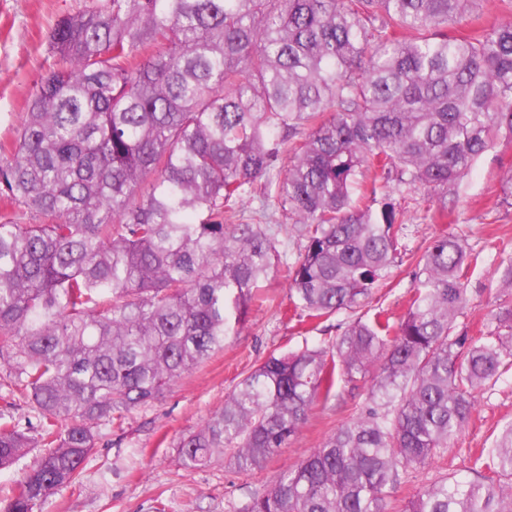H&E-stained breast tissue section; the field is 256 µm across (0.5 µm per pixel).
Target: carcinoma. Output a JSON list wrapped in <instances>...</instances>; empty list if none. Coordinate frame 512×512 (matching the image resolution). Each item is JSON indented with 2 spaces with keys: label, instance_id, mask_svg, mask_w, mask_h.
Wrapping results in <instances>:
<instances>
[{
  "label": "carcinoma",
  "instance_id": "obj_1",
  "mask_svg": "<svg viewBox=\"0 0 512 512\" xmlns=\"http://www.w3.org/2000/svg\"><path fill=\"white\" fill-rule=\"evenodd\" d=\"M58 21L13 149L0 155V469L43 447L4 512L80 482L98 427L153 403L238 334L299 225V322L370 303L399 259L373 173L448 209L495 140L512 141V21L454 28L478 0H87ZM277 201L268 212V199ZM266 224H226L253 200ZM479 255L451 231L417 262L405 315L358 316L270 354L177 444L186 467L263 468L341 381L368 404L244 512H389L440 458L476 394L512 375V261L498 310L455 332ZM403 512H512V423Z\"/></svg>",
  "mask_w": 512,
  "mask_h": 512
}]
</instances>
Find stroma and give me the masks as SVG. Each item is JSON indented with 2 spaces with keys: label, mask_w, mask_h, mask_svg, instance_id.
Returning a JSON list of instances; mask_svg holds the SVG:
<instances>
[{
  "label": "stroma",
  "mask_w": 512,
  "mask_h": 512,
  "mask_svg": "<svg viewBox=\"0 0 512 512\" xmlns=\"http://www.w3.org/2000/svg\"><path fill=\"white\" fill-rule=\"evenodd\" d=\"M85 0H0V146L11 148L26 102L52 62L48 40L62 17L83 9ZM512 168V143L499 139L474 163L469 175L448 195V214L440 216L424 189L390 185L392 202L406 225L401 260L377 288L372 307L394 316L408 309L416 263L431 242L446 232L462 236L482 252L483 264L468 273L469 306L457 321L461 333H475L495 312L501 255H512V207L503 201L501 176ZM278 257L269 277L256 290L238 335L223 351L184 376L150 406L129 413L121 424L100 426L96 448L81 481L62 488L40 512H239L278 475L306 458L337 426L349 420L367 397L366 388L338 384L309 411L300 431L264 468L236 473L214 462L187 469L177 460L175 444L224 403L236 384L271 352L335 335L343 312L319 324L307 336L290 321L286 268L297 258L302 240L294 225L278 227ZM512 421V379L477 396L476 409L458 442L441 459L419 470L394 490L395 508L436 477L462 466L469 449L490 447L501 426Z\"/></svg>",
  "instance_id": "obj_1"
}]
</instances>
